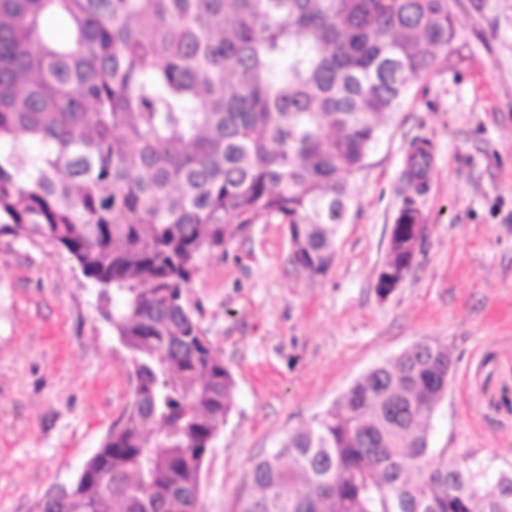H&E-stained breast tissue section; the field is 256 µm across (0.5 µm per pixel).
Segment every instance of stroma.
Wrapping results in <instances>:
<instances>
[{
  "mask_svg": "<svg viewBox=\"0 0 512 512\" xmlns=\"http://www.w3.org/2000/svg\"><path fill=\"white\" fill-rule=\"evenodd\" d=\"M446 61L384 120L327 274L289 262L280 224L201 257L186 302L235 382L202 468L204 512H231L253 458L371 367L421 341L455 361L430 445L512 465V0H455ZM428 140L422 192L402 175ZM424 235L398 288L377 274L406 205ZM99 290L40 238L0 233V512H32L74 481L131 406L129 353Z\"/></svg>",
  "mask_w": 512,
  "mask_h": 512,
  "instance_id": "35a3bbf8",
  "label": "stroma"
}]
</instances>
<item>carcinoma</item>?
I'll return each mask as SVG.
<instances>
[{"mask_svg": "<svg viewBox=\"0 0 512 512\" xmlns=\"http://www.w3.org/2000/svg\"><path fill=\"white\" fill-rule=\"evenodd\" d=\"M454 2L0 0V226L75 261L139 381L48 512H202L236 383L185 303L198 260L282 224L292 265L329 271L382 120L448 58ZM447 370L430 341L370 368L253 460L233 512H498L512 468L430 447Z\"/></svg>", "mask_w": 512, "mask_h": 512, "instance_id": "cac0c4a2", "label": "carcinoma"}]
</instances>
